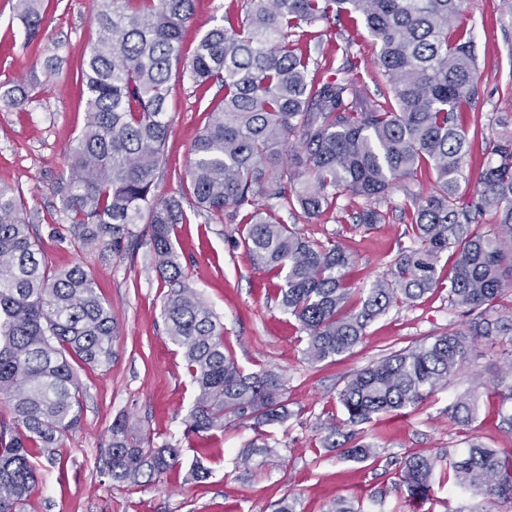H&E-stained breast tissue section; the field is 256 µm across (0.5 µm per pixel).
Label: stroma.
<instances>
[{
	"instance_id": "1",
	"label": "stroma",
	"mask_w": 512,
	"mask_h": 512,
	"mask_svg": "<svg viewBox=\"0 0 512 512\" xmlns=\"http://www.w3.org/2000/svg\"><path fill=\"white\" fill-rule=\"evenodd\" d=\"M237 3L198 0L183 30L185 50H192L214 20ZM13 4L0 0V87L25 85L30 101L15 109L0 99V183L21 190L50 268L79 265L92 274L117 323L111 366L77 369L81 428L66 440L55 461L39 458V487L25 512H276L279 501L289 495L298 498L300 512H328L339 499L362 506L364 512H483L487 507L512 512L511 501L488 506L482 498L441 485L418 507L406 503L395 486V472L407 456L460 454L472 434L500 456H512V432L504 429L499 415V392L512 384L511 336L474 341L466 363L446 386L415 407L361 424L377 453L363 462L345 458L325 442L322 424L345 420L339 392L348 377L417 341L466 331L470 316L450 307L447 288H438L415 302L394 303L368 324L363 341L341 360L310 362L299 324L281 311L266 273L255 269L238 246L237 225L208 223L193 213L179 225L176 239L187 279L218 315L224 343L239 365L282 377L290 417L268 426L271 450L262 456L247 454L253 431L232 426L194 440L185 451L184 469L161 483L130 487L103 475L102 451L116 416L126 417L133 437L152 434L158 446L182 442L194 388L180 349L165 334V289L151 268L147 221L136 224L138 239L123 256L82 251L70 245L69 221L51 191L85 124L86 98L75 82V70L99 36L92 22L97 0H43L45 35L29 43ZM463 14L473 28L479 76L467 128L483 135L463 170L462 187L471 191L487 162L483 139L502 134L495 117L512 115V11L503 0H464ZM377 52L368 38L353 49L361 89L376 100L387 91ZM50 57L58 66L51 77L42 69ZM219 95L215 85L200 89L188 79L173 81L167 100L166 166L156 177L155 195H179L193 143L207 122L205 109ZM339 204L344 209L340 215L327 211L308 219L284 210L280 217L302 237L336 241L353 260L354 288L371 287L388 275L400 248L407 245L404 224L396 210L380 224L359 226L352 216L361 200L346 195ZM466 393L479 398L468 428L448 415L449 405ZM196 463L211 471L205 482L186 479V467Z\"/></svg>"
}]
</instances>
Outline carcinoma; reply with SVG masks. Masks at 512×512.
<instances>
[{"instance_id":"obj_1","label":"carcinoma","mask_w":512,"mask_h":512,"mask_svg":"<svg viewBox=\"0 0 512 512\" xmlns=\"http://www.w3.org/2000/svg\"><path fill=\"white\" fill-rule=\"evenodd\" d=\"M196 0H102L93 16L97 42L76 68L86 95V122L53 187L81 250L120 256L133 226L148 214L151 263L167 287L165 333L183 349L195 396L183 437H202L229 425L263 427L288 419L280 375L247 372L224 350V327L182 269L173 237L187 221L181 199L152 194L165 164L170 131L169 83L178 72L198 87L217 85L222 99L193 146L189 194L205 221L240 225L251 263L274 283L283 312L306 334L313 363L350 352L370 322L396 301L413 302L443 285L448 255V304L474 315L467 332L451 331L391 353L347 379L339 393L347 421L414 407L448 384L465 363L472 340L512 335V319L488 311L512 285V136L485 142L490 159L480 189L465 198L460 176L473 142L463 123L477 91L474 34L462 0H243L227 11L182 58V31ZM26 36L45 29L39 0H16ZM367 31L392 97L372 100L355 77L354 38L336 45L342 63L319 76L324 41L315 28ZM21 109L23 85L0 95ZM300 144L288 154L290 140ZM434 192L408 209L411 245L393 260L360 308L346 309L350 258L333 241H312L284 224L283 208L312 218L340 209L344 194L364 200L355 224H378L391 188L420 170ZM272 187L266 202L258 196ZM491 217L509 240L474 225ZM115 322L81 266L53 271L26 219L20 192L0 185V512H24L38 486L34 449L54 459L81 422L80 385L67 359L112 364ZM502 423L512 430V386L500 392ZM478 399L460 396L449 407L461 426L475 419ZM328 437L349 458L364 461L375 446L333 422ZM460 456L414 454L400 467L399 487L412 503L430 500L438 471L452 490L491 503L512 499V458H502L474 435ZM181 444L156 448L133 438L126 421H112L103 475L118 484H153L182 468Z\"/></svg>"}]
</instances>
